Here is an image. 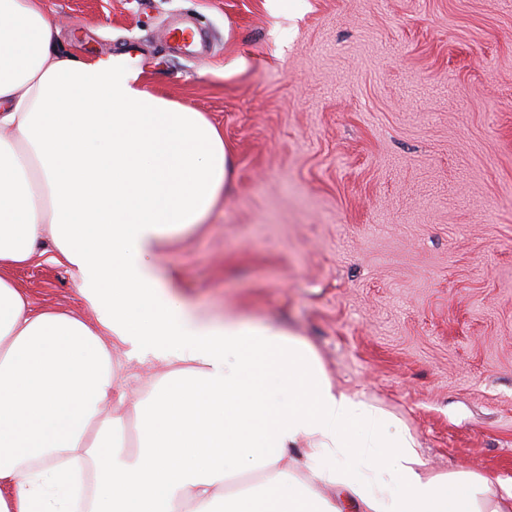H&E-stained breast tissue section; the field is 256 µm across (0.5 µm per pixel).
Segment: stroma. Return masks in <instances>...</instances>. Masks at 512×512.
Here are the masks:
<instances>
[{"mask_svg": "<svg viewBox=\"0 0 512 512\" xmlns=\"http://www.w3.org/2000/svg\"><path fill=\"white\" fill-rule=\"evenodd\" d=\"M59 51L128 47L145 89L224 132L231 180L162 245L194 311L304 338L399 419L434 474L512 492V0H41ZM190 19L206 52L166 37ZM252 67L225 74L233 59ZM38 310L96 315L46 250L10 273ZM117 392L168 372L112 347Z\"/></svg>", "mask_w": 512, "mask_h": 512, "instance_id": "35a3bbf8", "label": "stroma"}]
</instances>
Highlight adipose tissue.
Instances as JSON below:
<instances>
[{
    "mask_svg": "<svg viewBox=\"0 0 512 512\" xmlns=\"http://www.w3.org/2000/svg\"><path fill=\"white\" fill-rule=\"evenodd\" d=\"M52 40L39 0H0V512H76L91 455L87 512H512L484 479L430 474L408 429L336 389L304 339L231 314L215 325L166 293L154 258L218 204L224 134L124 58L63 56ZM46 237L97 326L33 311L9 279ZM102 328L176 369L134 402L112 398ZM292 450L306 480L281 475Z\"/></svg>",
    "mask_w": 512,
    "mask_h": 512,
    "instance_id": "ef3b65f1",
    "label": "adipose tissue"
}]
</instances>
